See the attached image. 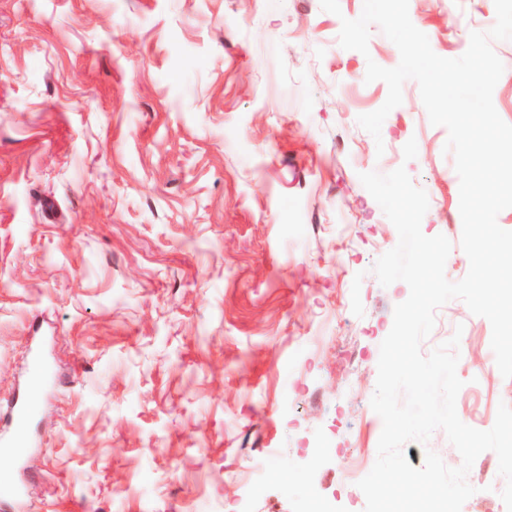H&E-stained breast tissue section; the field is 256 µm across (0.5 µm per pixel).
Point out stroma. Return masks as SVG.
I'll list each match as a JSON object with an SVG mask.
<instances>
[{"mask_svg":"<svg viewBox=\"0 0 512 512\" xmlns=\"http://www.w3.org/2000/svg\"><path fill=\"white\" fill-rule=\"evenodd\" d=\"M0 0V404L55 369L26 431L27 512H364L383 427L370 401L406 283L399 240L359 175L405 167L421 230L461 248L459 177L416 81L386 100L368 61L397 47L363 0ZM460 57L493 0H409ZM384 152H377V144ZM461 331L486 371L460 420L512 406L489 321L454 299L422 353Z\"/></svg>","mask_w":512,"mask_h":512,"instance_id":"35a3bbf8","label":"stroma"}]
</instances>
